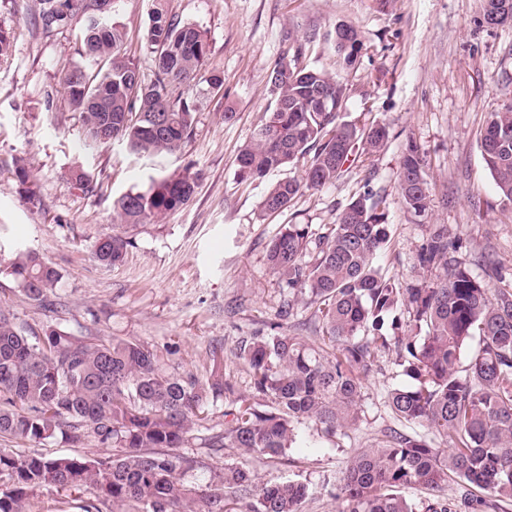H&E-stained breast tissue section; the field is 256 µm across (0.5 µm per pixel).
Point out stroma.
Listing matches in <instances>:
<instances>
[{"label":"stroma","instance_id":"obj_1","mask_svg":"<svg viewBox=\"0 0 512 512\" xmlns=\"http://www.w3.org/2000/svg\"><path fill=\"white\" fill-rule=\"evenodd\" d=\"M169 14L198 26L209 42L208 69L221 73L220 92L199 96L195 131L172 154L132 153L125 142L86 146L77 114L65 107L61 72L80 63L73 31L43 34L39 0H0V27L13 33L0 60V264L16 246L36 250L61 274L52 308L28 300L0 274V306L19 323L39 329L61 324L78 336H117L169 349L167 364L206 377L212 352L239 392L250 378L236 352L242 340L274 321L289 290L266 262L270 241L291 224L324 232L366 190L381 198L391 245L379 263L400 282L418 276L416 251L433 224L460 238L458 256L483 278L481 254L493 252L512 274V203L503 202L486 167L480 132L490 112L512 102V26L481 22L484 0H163ZM154 0H112V19L127 33L126 49L145 78L153 65L141 44ZM354 26L364 43L346 67L328 33ZM307 38L301 62L347 82L346 120L379 121L389 139L375 157L356 159L345 175L319 190H302L286 209L261 206L281 177H301L302 165L241 181L237 156L274 98L268 74L286 56L289 37ZM237 114L225 122V108ZM428 160L431 205L418 217L398 192L399 162L407 142ZM23 160L42 198L29 208L20 196L14 163ZM83 166L98 184L89 194L68 184L69 167ZM197 171L198 187L182 209L161 221L128 227L132 240L121 265L94 254V242L118 219L114 201L146 190L152 179ZM364 381L362 419L329 437L300 425L301 441L272 461L233 449L210 453L207 440L224 430V408L195 428L182 457L210 467L230 461L260 481L308 486L302 512H336L331 495L351 451L385 441L413 425L390 410L387 394L409 380L394 355Z\"/></svg>","mask_w":512,"mask_h":512}]
</instances>
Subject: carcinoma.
I'll return each instance as SVG.
<instances>
[{"mask_svg":"<svg viewBox=\"0 0 512 512\" xmlns=\"http://www.w3.org/2000/svg\"><path fill=\"white\" fill-rule=\"evenodd\" d=\"M107 0H41L45 32L79 28L83 65L64 68L69 108L88 139L112 138L135 153L181 149L194 133L197 101L180 91L191 84L219 91L220 73L206 68L209 44L196 25L170 16L156 0L143 48L155 67L147 82L126 57V35L112 21ZM483 23L512 25V0H485ZM292 54L269 76L275 106L239 155L243 180L262 178L301 159L304 177L283 179L262 202L268 212L286 209L301 189H319L345 171L351 157L376 156L388 127L362 126L341 118L347 84L300 65L304 45L293 37ZM336 51L354 66L363 43L345 26ZM484 162L503 200L512 202V105L489 114L481 138ZM23 199L41 206L16 164ZM68 182L89 193L94 179L77 166ZM198 185L186 169L151 181L144 192L114 202L125 224L161 219L182 208ZM398 193L416 216L429 209L426 159L414 142L400 160ZM381 200L371 190L353 199L326 231L313 236L307 224H290L269 245L267 264L292 291L281 305L293 315L296 297L308 299L319 345L280 332V323L239 346L253 396L237 395L224 379V358L212 353L201 381L165 365L157 347L136 340L76 336L59 325L41 331L16 322L0 307V436L38 447L61 438L72 445L88 438L112 449L105 459L18 455L0 449V512H30V497L43 488L75 495L81 512H301L307 485L264 483L250 469L224 463L216 472L199 461L174 456L211 405L224 398V433L209 438L213 451L238 448L278 459L294 447L297 425L312 422L326 435L361 418L363 377L379 354L393 351L411 384L388 393L399 418L423 429L394 433L385 444L351 454L336 483L338 512H509L512 507V289L492 287L503 275L484 260L487 280L474 277L456 253L460 240L448 225L434 224L419 246V269L431 281L400 283L376 264L390 242ZM130 238L116 229L95 241L96 258L123 261ZM6 274L31 301L53 305L61 276L40 255L18 247ZM478 348L461 359L473 340ZM460 500L442 493L448 479ZM416 487L440 494L416 501ZM91 491L92 497L79 494Z\"/></svg>","mask_w":512,"mask_h":512,"instance_id":"1","label":"carcinoma"}]
</instances>
